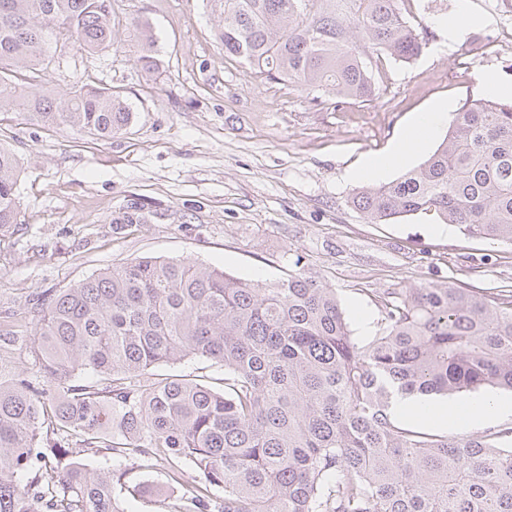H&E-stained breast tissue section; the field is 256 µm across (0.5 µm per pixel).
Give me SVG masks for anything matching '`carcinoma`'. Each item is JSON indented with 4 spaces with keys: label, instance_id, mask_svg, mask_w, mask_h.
I'll use <instances>...</instances> for the list:
<instances>
[{
    "label": "carcinoma",
    "instance_id": "cac0c4a2",
    "mask_svg": "<svg viewBox=\"0 0 512 512\" xmlns=\"http://www.w3.org/2000/svg\"><path fill=\"white\" fill-rule=\"evenodd\" d=\"M209 2L225 55L307 93L367 101L371 58L408 62L426 44L405 0ZM135 38L152 69L150 25ZM113 40L112 0H0V111L122 132L135 113L118 91L85 84L62 100L47 78L51 45ZM20 172L0 143V237L19 224ZM350 202L373 224L434 211L512 245V100L465 102L423 163ZM378 307L380 333L361 346L336 290L304 272L264 283L141 258L60 290L40 303L32 367L0 328V512H125L116 489L133 472L115 461L132 454L204 480L174 512H512V428L434 435L391 411L397 395L512 392V289L429 283ZM188 357L222 368L223 388L155 372ZM79 448L103 451L99 467Z\"/></svg>",
    "mask_w": 512,
    "mask_h": 512
}]
</instances>
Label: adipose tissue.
<instances>
[{"label":"adipose tissue","instance_id":"ef3b65f1","mask_svg":"<svg viewBox=\"0 0 512 512\" xmlns=\"http://www.w3.org/2000/svg\"><path fill=\"white\" fill-rule=\"evenodd\" d=\"M447 105H439L431 111L418 113L402 140L387 155L370 158L359 169V176L380 178L396 164L422 149L429 137L447 115ZM395 407L399 413L425 417L431 423L454 427L461 424L476 426L512 415V399L476 396L457 404L451 401L422 406L407 398H398Z\"/></svg>","mask_w":512,"mask_h":512}]
</instances>
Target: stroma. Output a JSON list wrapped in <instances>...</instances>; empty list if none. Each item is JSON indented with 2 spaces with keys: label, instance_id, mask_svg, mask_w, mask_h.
I'll use <instances>...</instances> for the list:
<instances>
[{
  "label": "stroma",
  "instance_id": "35a3bbf8",
  "mask_svg": "<svg viewBox=\"0 0 512 512\" xmlns=\"http://www.w3.org/2000/svg\"><path fill=\"white\" fill-rule=\"evenodd\" d=\"M481 17L448 42L445 23ZM427 45L409 63L380 56L368 101L307 95L225 56L207 0H112L114 44L87 54L51 48L58 94L84 83L122 91L134 123L111 140L13 113L0 141L22 163L20 224L0 239V325L35 346V303L136 258L195 259L241 279L303 271L335 288L353 336L367 343L378 295L450 282L512 289V246L433 215L372 224L348 202L351 171L387 152L416 113L512 87V0H407ZM156 37L154 71L137 60L135 22Z\"/></svg>",
  "mask_w": 512,
  "mask_h": 512
}]
</instances>
